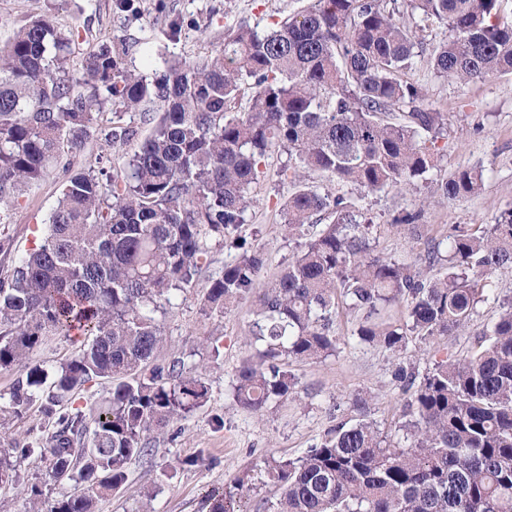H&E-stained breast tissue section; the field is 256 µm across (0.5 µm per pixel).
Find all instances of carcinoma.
<instances>
[{
    "instance_id": "cac0c4a2",
    "label": "carcinoma",
    "mask_w": 512,
    "mask_h": 512,
    "mask_svg": "<svg viewBox=\"0 0 512 512\" xmlns=\"http://www.w3.org/2000/svg\"><path fill=\"white\" fill-rule=\"evenodd\" d=\"M503 0H315L260 31L241 25L206 58H173L148 77L130 69L124 41L103 44L82 70L66 66L73 36L38 17L0 49V213L17 192L58 166L64 180L42 241L0 278V371L18 377L0 419L35 403L55 431L43 443L15 442L0 470L21 481L37 454L74 492L50 512H96L127 481L125 466L151 455L147 436L205 406L209 388L181 358L156 364L157 319L196 280L209 252L245 223L250 186L269 153L286 152L282 175L295 191L282 211L291 231L323 225L270 285L267 258L248 247L211 279L204 304L217 313L254 299L249 335L256 358L233 381L235 401L262 413L295 393L288 365L336 349V309L358 318L359 342L398 357L409 337L429 343L466 327L501 268L512 266V207L493 224H458L447 242L423 240L419 259L374 253L372 225L350 199L307 182L317 172L369 192L430 180L433 141L447 118L421 108L412 69L417 30L438 23L434 71L471 82L512 73V20ZM249 95L248 107L239 101ZM163 112L120 176L105 168L71 173L63 159L95 131L118 147L138 135L126 113ZM112 125L98 128L103 112ZM479 168L435 180L443 199L477 195ZM405 323L385 319L394 305ZM86 336L78 354L49 371L30 363L44 336ZM112 381L107 403L86 420L65 407L75 391ZM408 396L392 442L359 415L340 422L305 455L264 460L278 488L262 512H512V297L465 355L445 353L421 374L399 365ZM247 471L205 496L207 512H247Z\"/></svg>"
}]
</instances>
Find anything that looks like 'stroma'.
I'll list each match as a JSON object with an SVG mask.
<instances>
[{
	"label": "stroma",
	"instance_id": "1",
	"mask_svg": "<svg viewBox=\"0 0 512 512\" xmlns=\"http://www.w3.org/2000/svg\"><path fill=\"white\" fill-rule=\"evenodd\" d=\"M312 0H132L131 10L119 9L117 0H0V48L13 32L30 19L46 16L64 32H78L70 59L80 68L89 53L112 38L129 47L130 66L150 75L161 71L165 58L207 56L223 46L224 36L246 23L265 28L310 5ZM181 26L171 35L168 20ZM448 35L445 27L433 26L424 34L423 50L409 74L425 93L423 106L448 117L445 138L436 143L437 173L480 168L484 186L480 194L448 203L431 199L427 187L417 190L392 188L368 193L354 185L315 178L321 191L356 199L366 220L374 226L373 245L378 254L407 262L420 250L407 230L396 221L409 212H420L421 232L429 239L443 240L455 224H491L501 209L512 205V75H493L482 81L461 83L437 77L431 64V49ZM138 139L121 147H109L95 136L69 153L72 170L97 166L111 174H123L140 147L141 137L152 126L140 114H132ZM286 156L270 153L262 161L251 194L256 203L237 232L209 243L203 271L194 283L177 293L160 318L164 343L162 359L184 357L197 368L209 387V399L200 410L175 422L163 435H151V462L138 459L127 465L128 479L116 492L101 499L97 512H139L145 492H153V512H203L208 491L224 489L239 473L259 470L267 456L294 459L320 442L337 423L357 418L355 397L367 400V418L381 431L394 433L402 420L406 396L392 372L396 357L376 347L359 343L356 319L346 311L336 315L334 355L306 363L291 364L298 384L295 398L271 404L255 415L235 402L231 385L243 361L255 353L246 341L253 318V301L244 299L224 314L203 307L209 281L221 273L225 262L238 254V243L262 248L268 258L267 276L288 265L303 243L289 234L280 209L294 190L281 174ZM62 175L51 172L41 182L24 189L0 224V234L9 236L14 256L37 244L46 230L49 215L61 192ZM512 296V267L498 270L487 298L480 303L464 333L437 340V347L462 355L496 320L499 303ZM220 341L221 355L211 359L202 344ZM25 480L0 487V512H26V482L42 486L44 512L54 500L73 491V484L59 485L48 476L39 457L23 467Z\"/></svg>",
	"mask_w": 512,
	"mask_h": 512
}]
</instances>
